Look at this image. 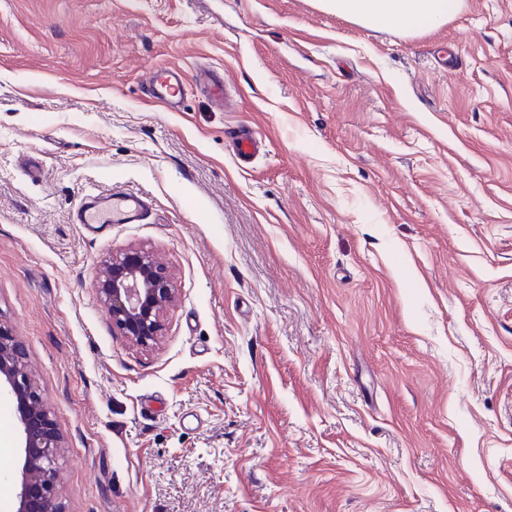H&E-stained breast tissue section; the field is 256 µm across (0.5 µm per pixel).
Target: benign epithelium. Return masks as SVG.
<instances>
[{
	"label": "benign epithelium",
	"instance_id": "benign-epithelium-1",
	"mask_svg": "<svg viewBox=\"0 0 512 512\" xmlns=\"http://www.w3.org/2000/svg\"><path fill=\"white\" fill-rule=\"evenodd\" d=\"M94 288L106 315L127 342L141 348L163 336L164 313L176 299L170 274L148 250L130 246L102 263ZM16 405L23 436L16 512H59L58 431L22 342L0 326V389Z\"/></svg>",
	"mask_w": 512,
	"mask_h": 512
}]
</instances>
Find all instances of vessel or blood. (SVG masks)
<instances>
[{
    "mask_svg": "<svg viewBox=\"0 0 512 512\" xmlns=\"http://www.w3.org/2000/svg\"><path fill=\"white\" fill-rule=\"evenodd\" d=\"M190 83L181 68L166 66L153 71L144 84L149 101L162 102L177 110L189 90ZM233 154L238 163H246L255 155L260 138L251 129H239L232 138ZM151 213L145 196L134 191L113 189L85 194L72 215L77 224H142Z\"/></svg>",
    "mask_w": 512,
    "mask_h": 512,
    "instance_id": "1",
    "label": "vessel or blood"
}]
</instances>
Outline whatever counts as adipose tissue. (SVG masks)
<instances>
[{
	"label": "adipose tissue",
	"mask_w": 512,
	"mask_h": 512,
	"mask_svg": "<svg viewBox=\"0 0 512 512\" xmlns=\"http://www.w3.org/2000/svg\"><path fill=\"white\" fill-rule=\"evenodd\" d=\"M317 4L366 28L415 34L449 22L461 11L463 0H317Z\"/></svg>",
	"instance_id": "ef3b65f1"
}]
</instances>
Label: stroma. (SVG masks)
<instances>
[{"label":"stroma","mask_w":512,"mask_h":512,"mask_svg":"<svg viewBox=\"0 0 512 512\" xmlns=\"http://www.w3.org/2000/svg\"><path fill=\"white\" fill-rule=\"evenodd\" d=\"M170 65L232 107L147 104ZM116 185L147 223H72ZM131 245L177 290L148 349L94 288ZM0 324L62 512H512V0L415 36L315 0H0ZM21 454L2 395L0 512ZM233 154L238 163H247L255 155L260 138L249 128L239 129L232 137Z\"/></svg>","instance_id":"stroma-1"}]
</instances>
